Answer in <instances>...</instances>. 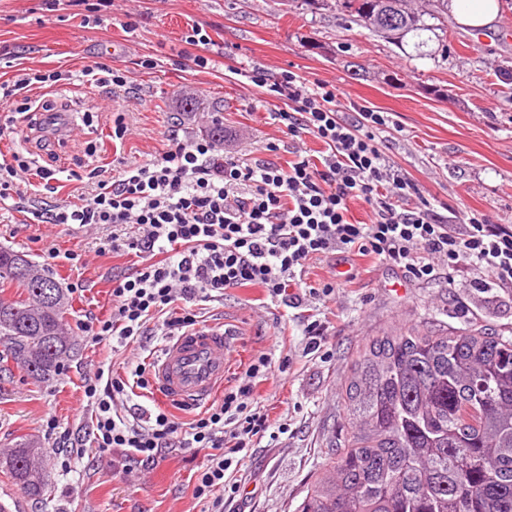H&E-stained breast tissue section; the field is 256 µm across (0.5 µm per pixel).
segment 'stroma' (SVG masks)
Instances as JSON below:
<instances>
[{
    "label": "stroma",
    "mask_w": 512,
    "mask_h": 512,
    "mask_svg": "<svg viewBox=\"0 0 512 512\" xmlns=\"http://www.w3.org/2000/svg\"><path fill=\"white\" fill-rule=\"evenodd\" d=\"M501 23L512 21V0H502ZM500 25L475 33L454 17L444 25L454 50L442 55L436 33L424 32L423 47L397 46L368 29L347 22L342 10L305 0H0V82L24 67L79 73L103 63L127 77L121 90L71 93L57 100L72 110L65 142L29 140L35 165L75 170L80 180H58L55 191L25 194L0 205V247L29 256L68 290L67 315L78 351L48 385L14 370L0 388V448L21 439L39 440L47 451L49 484L44 504L33 503L0 474V503L9 512H198L196 475L207 459L204 448H171L164 460L142 473L125 472L117 452L87 450L70 470L57 464L55 439L45 421L79 431L83 412L82 380L106 359L125 374L129 363L152 360L162 340L148 336L136 352L112 354L78 331L81 321L109 316L113 276L131 272L134 255L98 253L106 228L46 224L40 214L90 192L91 168H118L158 155L168 135L182 139L209 136L214 114L224 121L223 147L243 160L263 157L266 143L280 146L278 164L291 161V139L274 119L287 108L245 84L238 69L268 67L270 78L289 70L308 82L327 81L341 92L343 115L367 107L387 113L388 129L376 142L400 176L418 185L437 220L460 223L464 214L484 215L493 224L512 225V36ZM202 27L212 43L197 54L215 57L210 69L179 65L185 37ZM155 59L148 70L142 58ZM194 111H184L187 99ZM93 113L92 125L83 122ZM123 115L130 133L113 140L112 124ZM96 144L87 156V144ZM58 258H49L47 248ZM339 280L335 302L311 300L292 308L271 302L259 288H229L223 297L202 303V321L222 323L234 332L236 352L225 387L260 354L273 371L253 392L271 423L286 434L262 438L250 448L236 475L239 490L224 512H295L310 479L331 455L328 439L341 431L346 408L340 389L369 337L385 330L414 327L430 333L474 324L512 336V290L475 287L468 267L428 283L413 281L403 269L365 256H336L311 266L314 284ZM319 320L327 328L328 357L304 355V325Z\"/></svg>",
    "instance_id": "35a3bbf8"
}]
</instances>
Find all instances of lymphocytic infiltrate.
<instances>
[{"mask_svg":"<svg viewBox=\"0 0 512 512\" xmlns=\"http://www.w3.org/2000/svg\"><path fill=\"white\" fill-rule=\"evenodd\" d=\"M244 76L266 94L290 102L277 114L292 140L294 158L287 166L266 159L245 162L224 153L216 140L172 135L158 156L126 166L117 179L98 181L83 203L44 216L47 224L111 226L103 249L132 252L139 259L132 273L113 278L110 316L83 324L94 343L115 351L131 347L153 323L162 335H178L197 325L199 302L223 296L228 288L257 285L271 301L286 305L309 298L332 302L336 281L306 283V269L350 253L402 268L417 282L466 264L475 287L512 288V226L489 223L476 213L459 224L438 223L428 202L419 199L417 185L395 174L377 146L387 115L363 109L348 122L332 84H310L290 71L273 81L257 64ZM36 82L60 96L74 84L126 85L120 70L99 64L76 76L22 73L0 84V101L12 102L28 121L36 111H50L49 102L27 94ZM309 136L328 150L323 165L307 153ZM355 199L369 204V223L348 220V203ZM273 367L271 358L258 357L238 386L184 420L159 406L138 416L122 412L121 402L134 389H148L146 366L137 364L123 378L105 362L84 379L90 423L82 438L72 439L52 417L46 429L58 434L63 448L118 451L129 471L156 463L169 448L209 449L194 497L201 512H224L225 497L236 492L227 472L240 465V452L272 429L253 387Z\"/></svg>","mask_w":512,"mask_h":512,"instance_id":"1","label":"lymphocytic infiltrate"}]
</instances>
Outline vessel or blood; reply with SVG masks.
<instances>
[{"label": "vessel or blood", "instance_id": "vessel-or-blood-1", "mask_svg": "<svg viewBox=\"0 0 512 512\" xmlns=\"http://www.w3.org/2000/svg\"><path fill=\"white\" fill-rule=\"evenodd\" d=\"M228 329L200 324L170 340L151 366L154 395L170 403L211 402L233 357Z\"/></svg>", "mask_w": 512, "mask_h": 512}]
</instances>
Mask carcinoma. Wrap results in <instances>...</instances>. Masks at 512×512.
Returning a JSON list of instances; mask_svg holds the SVG:
<instances>
[{
	"mask_svg": "<svg viewBox=\"0 0 512 512\" xmlns=\"http://www.w3.org/2000/svg\"><path fill=\"white\" fill-rule=\"evenodd\" d=\"M350 21L389 39L435 27L408 0H338ZM0 374L49 384L75 349L70 300L26 255L0 247ZM350 428L297 512H512V338L475 330L381 336L345 385ZM39 442L0 448V472L33 501L46 479Z\"/></svg>",
	"mask_w": 512,
	"mask_h": 512,
	"instance_id": "carcinoma-1",
	"label": "carcinoma"
}]
</instances>
